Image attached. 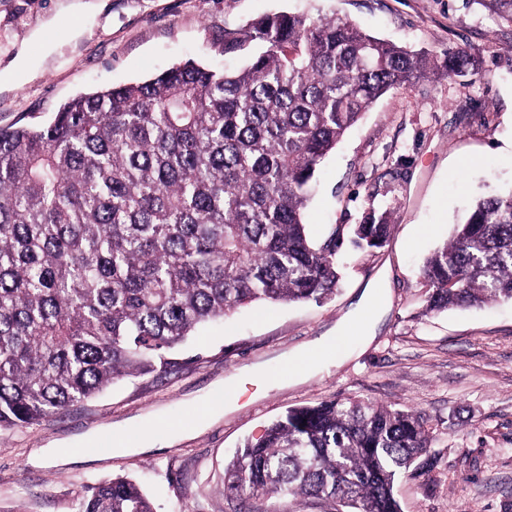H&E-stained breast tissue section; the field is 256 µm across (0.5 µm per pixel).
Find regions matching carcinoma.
Returning <instances> with one entry per match:
<instances>
[{"instance_id":"cac0c4a2","label":"carcinoma","mask_w":512,"mask_h":512,"mask_svg":"<svg viewBox=\"0 0 512 512\" xmlns=\"http://www.w3.org/2000/svg\"><path fill=\"white\" fill-rule=\"evenodd\" d=\"M512 25V0H474ZM234 73L193 61L80 95L43 126L0 128V428L30 427L154 371L205 323L258 302H321L341 279L336 231L312 240L315 173L388 91L435 61L346 15L282 13L234 49ZM475 65L464 49L444 72ZM387 213L353 226L387 242ZM426 311L512 301V189L477 199L424 259ZM423 417L326 399L289 409L225 467V493L321 499L332 512H401V476L427 454ZM78 512H155L115 477Z\"/></svg>"}]
</instances>
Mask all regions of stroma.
<instances>
[{"mask_svg":"<svg viewBox=\"0 0 512 512\" xmlns=\"http://www.w3.org/2000/svg\"><path fill=\"white\" fill-rule=\"evenodd\" d=\"M72 0H0V128L48 123L69 100L194 61L248 63L257 43L228 51L260 18L348 15L372 36L445 61L465 46L477 69L436 76L380 97L322 163L305 211L316 240L335 232L343 275L321 303L252 304L230 311L166 355L37 425L0 430V512H77L87 485L137 481L157 512H247L224 491V468L246 439L289 408L360 399L424 412L429 453L397 487L402 512H512V302L426 312L424 257L447 240L472 202L512 187V27L475 0H107L87 16ZM28 58L37 76L7 69ZM394 229L374 251L352 228L370 212ZM384 280L387 305L351 357L314 350ZM309 352L312 373L287 359ZM266 378L226 396L224 414L190 438L150 453H103L88 437L123 427L127 439L166 436L182 414L249 368ZM69 448L68 464L34 459Z\"/></svg>","mask_w":512,"mask_h":512,"instance_id":"stroma-1","label":"stroma"}]
</instances>
